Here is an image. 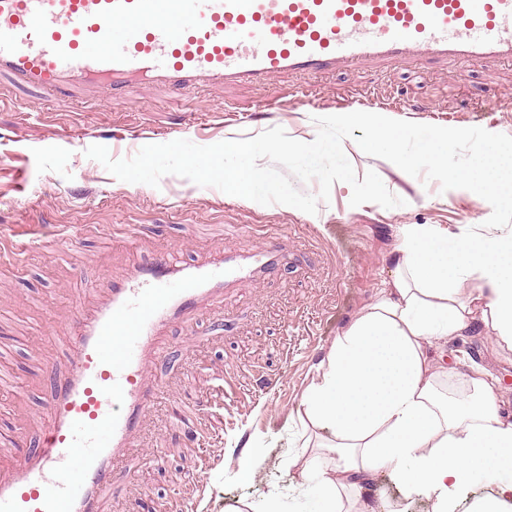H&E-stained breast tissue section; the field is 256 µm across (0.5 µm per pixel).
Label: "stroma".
Wrapping results in <instances>:
<instances>
[{
    "mask_svg": "<svg viewBox=\"0 0 512 512\" xmlns=\"http://www.w3.org/2000/svg\"><path fill=\"white\" fill-rule=\"evenodd\" d=\"M512 91V63L465 60L449 67L399 66L282 78L264 88L214 86L185 95L163 86L131 90L112 108L61 107L30 90L0 100V235L31 242L23 254L0 253V468L35 447L46 429L50 384L44 366L64 371L65 338L85 297L77 277L100 284L122 274L145 246L193 259L218 247L252 249L279 236L302 248L292 266L262 284H243L163 338L167 358L150 371L163 400L151 406L136 441L143 450L116 485L105 512H242L270 499L284 512H307L310 485L296 459L316 429L297 409L340 331L367 306L393 270L403 224H431L451 236L482 225L490 204L476 194L441 191L388 160L345 140L357 176L375 171L403 206L354 207L352 190L334 183L316 214L264 206L201 187L176 175L158 186L109 174L86 149L107 147L112 159L134 157L148 144L186 139L207 146L281 127L293 139L317 135L315 117L336 114L355 94H394L417 104L400 118L465 128L493 104L491 89ZM282 103L255 112L258 102ZM496 105V104H493ZM494 132L512 136V104L496 105ZM25 185H18V177ZM497 377L512 412V350L491 329L466 338ZM233 378L240 397L218 390ZM214 456L205 465V456ZM380 512L396 500L404 512H432V499L403 496L381 470L361 488Z\"/></svg>",
    "mask_w": 512,
    "mask_h": 512,
    "instance_id": "stroma-1",
    "label": "stroma"
}]
</instances>
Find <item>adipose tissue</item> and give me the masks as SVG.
I'll return each instance as SVG.
<instances>
[{
	"instance_id": "ef3b65f1",
	"label": "adipose tissue",
	"mask_w": 512,
	"mask_h": 512,
	"mask_svg": "<svg viewBox=\"0 0 512 512\" xmlns=\"http://www.w3.org/2000/svg\"><path fill=\"white\" fill-rule=\"evenodd\" d=\"M400 237L390 280L336 337L300 402V417L330 435L312 456L337 457L301 471L311 512H344L346 493L380 470L402 493L431 495L434 512L482 484L496 493L474 512H512V420L499 381L470 362L469 400H448L434 351L479 321L512 349V229L455 238L404 224Z\"/></svg>"
}]
</instances>
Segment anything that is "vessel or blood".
Masks as SVG:
<instances>
[{"mask_svg": "<svg viewBox=\"0 0 512 512\" xmlns=\"http://www.w3.org/2000/svg\"><path fill=\"white\" fill-rule=\"evenodd\" d=\"M466 59L512 61V0H0V80L68 104L86 89L108 106L134 88ZM289 257L270 237L190 263L157 254L110 280L76 316L69 371L49 377L38 447L0 469V512H104L157 396L162 334Z\"/></svg>", "mask_w": 512, "mask_h": 512, "instance_id": "b4317fda", "label": "vessel or blood"}]
</instances>
